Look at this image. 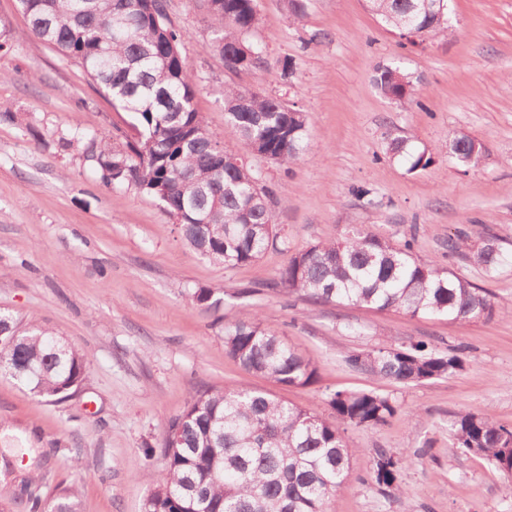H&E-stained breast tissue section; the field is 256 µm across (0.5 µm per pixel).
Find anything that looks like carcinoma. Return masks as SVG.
Returning <instances> with one entry per match:
<instances>
[{
	"label": "carcinoma",
	"instance_id": "obj_1",
	"mask_svg": "<svg viewBox=\"0 0 512 512\" xmlns=\"http://www.w3.org/2000/svg\"><path fill=\"white\" fill-rule=\"evenodd\" d=\"M32 33L51 45L131 114L137 137L119 145L89 136L88 150L106 184L134 186L157 198L180 226L182 239L200 255L233 268L257 261L276 246L272 190L243 154L219 149L194 107L195 80L180 46L185 34L167 18L165 0H18ZM257 0H206L216 24L215 50L226 65L249 74L264 64L265 46L243 36L259 24ZM367 7L411 45L445 38L448 0L426 9L422 0H367ZM372 81L398 102L413 97L408 73L382 64ZM227 123L244 151L280 165L307 147L304 112L275 96L248 89L224 90ZM448 157L479 167L482 146L465 134L451 139ZM389 151L408 170L435 162L433 149L393 137ZM470 259L487 273L512 265V250L494 236L482 239ZM280 284L321 303L350 304L411 317L451 321L490 319L498 306L465 277L418 258L413 241L393 245L363 228L292 255ZM224 352L242 369L279 386L308 387L317 369L266 327L256 313L224 326ZM348 367L403 385L455 376L464 359L417 341L397 348L351 351ZM88 358L56 332L0 314V374H7L48 402L67 398L83 381ZM332 418L247 388L193 394L168 424L160 448L164 468L140 512H328L346 486L355 449L344 427L376 428L398 412L389 396L372 390L326 393ZM456 448L487 461L512 482V426L466 410L448 421ZM406 459L380 449L371 480L393 497ZM10 506L21 512H77L67 493L42 497L32 475L14 479Z\"/></svg>",
	"mask_w": 512,
	"mask_h": 512
}]
</instances>
